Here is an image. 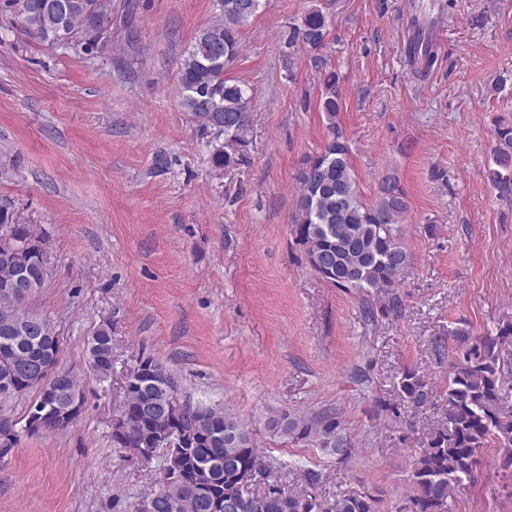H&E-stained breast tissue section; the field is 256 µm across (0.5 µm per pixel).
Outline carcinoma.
I'll list each match as a JSON object with an SVG mask.
<instances>
[{
  "label": "carcinoma",
  "mask_w": 512,
  "mask_h": 512,
  "mask_svg": "<svg viewBox=\"0 0 512 512\" xmlns=\"http://www.w3.org/2000/svg\"><path fill=\"white\" fill-rule=\"evenodd\" d=\"M96 0H0V8L20 18L25 27L57 47H81L91 51L102 42L96 16ZM261 0H216L215 19L199 30L185 52L179 73V97L184 111L191 113L215 138H224L213 161L227 167L248 144L250 128L249 88L226 77L239 55L241 28L255 16ZM326 16L310 11L302 24L290 28L286 43H301L311 50L325 44ZM408 65L426 76L437 61V51L429 30L417 26L406 49ZM330 132L321 152L309 157L298 181L299 192L292 230L307 259L319 252L336 253V264L320 278L345 291L357 290L383 302L381 312L397 313L401 307L398 288L413 265V256L403 242L401 227L408 211L406 193L395 177L385 179L376 200H362L359 184L350 163V147L336 122L340 112L338 77L323 74L320 97ZM488 175L499 197L512 201V121H500L496 146L487 164ZM17 239L30 244L24 267L33 276L40 274L42 251L49 249L46 235L32 224L14 225ZM35 320L41 323L38 336H6L0 329V375L15 360L37 364L49 351L59 354L60 344L51 340L56 329L49 319L24 305V301L0 294V322ZM456 342L448 370V421L437 430L412 462L409 482L412 494L406 512H453L458 494L478 481L483 449H499L498 472L512 481V409L503 406L500 347L512 343V322L483 335L473 334L469 323L460 319L448 329ZM96 347L85 348L93 374L101 381L112 375L109 358L112 336L105 328L96 333ZM70 390L41 389L19 372L13 381L12 396L35 393L24 416L32 412L69 408V391L85 396L75 375ZM426 381L415 370L402 374V396L420 401ZM124 421L112 425V447L152 448L154 453L138 458L144 465L160 461L157 490L173 495L176 512H206L204 503L216 497L233 505V512H376L378 499L368 491L350 487L332 498L305 490H288L278 477V464L267 459L247 427L234 415L185 397V410L175 424L164 419L171 395L167 384L144 378L125 388ZM189 439L180 457L183 469L191 474L207 471L202 484L166 486L163 474L170 455L158 444L168 426ZM270 428L285 439L299 440L330 457L339 449L353 454L338 413L327 409L310 418L288 412L269 421ZM255 472L263 490L244 493L240 478Z\"/></svg>",
  "instance_id": "obj_1"
}]
</instances>
